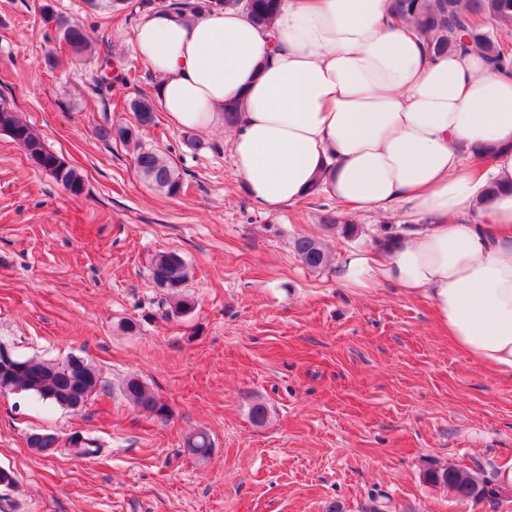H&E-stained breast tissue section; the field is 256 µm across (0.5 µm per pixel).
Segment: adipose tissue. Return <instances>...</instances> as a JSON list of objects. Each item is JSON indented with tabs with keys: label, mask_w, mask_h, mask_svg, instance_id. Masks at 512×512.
<instances>
[{
	"label": "adipose tissue",
	"mask_w": 512,
	"mask_h": 512,
	"mask_svg": "<svg viewBox=\"0 0 512 512\" xmlns=\"http://www.w3.org/2000/svg\"><path fill=\"white\" fill-rule=\"evenodd\" d=\"M134 41L175 126L208 129L238 106L233 166L259 208L319 190L354 212L422 216L349 254L344 280L425 296L455 349L512 377V72L477 52L432 55L391 0H281L267 27L234 8L154 10Z\"/></svg>",
	"instance_id": "1"
}]
</instances>
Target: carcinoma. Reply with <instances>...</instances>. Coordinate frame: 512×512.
<instances>
[{
    "label": "carcinoma",
    "mask_w": 512,
    "mask_h": 512,
    "mask_svg": "<svg viewBox=\"0 0 512 512\" xmlns=\"http://www.w3.org/2000/svg\"><path fill=\"white\" fill-rule=\"evenodd\" d=\"M393 4V17L412 23L433 54L476 50L483 53L496 69L512 66V48L502 41V35L512 33V0H393ZM228 6L240 9L252 23L265 25L277 11L279 0H112V9L116 12L130 7L136 12L159 9L190 19ZM42 19L45 24H53L61 31L63 41L74 54L82 55L88 50V37L81 26L59 21L48 5L43 8ZM114 81L129 83L131 77L107 57L101 63L98 89L103 92ZM129 109L134 112L139 126L147 127L154 122L155 103L151 97L133 99ZM0 132L7 133L14 142L22 145L32 163L50 174L70 194L79 196L83 193L84 179L77 169L50 151L42 137L18 113L4 106L0 107ZM134 163L150 185L171 196L180 192V177L159 152L141 148ZM321 223L324 229L338 231L347 238L358 235L357 225L332 212L323 214ZM293 248L302 263L312 270H322L329 264V254L314 237L295 238ZM150 274L158 287L176 293L189 279V268L179 253L163 251L154 258ZM100 384L96 368L79 356H72L62 363L22 358L14 368L0 370V392H26L60 407H73V398L77 396L81 403H86ZM123 394L138 409L161 419L169 415L167 405L137 376L126 380ZM186 443L198 456L208 455L213 447L211 438L204 431L189 435ZM27 444L45 455L67 454L79 458L102 455L96 440L76 432L63 441L51 434L33 433L28 436ZM425 476L432 485L473 502L487 500L484 491L492 484V481L480 479L468 469L454 465L431 463Z\"/></svg>",
    "instance_id": "1"
}]
</instances>
